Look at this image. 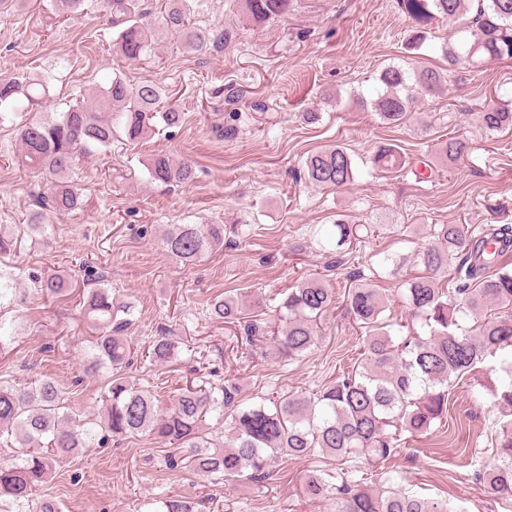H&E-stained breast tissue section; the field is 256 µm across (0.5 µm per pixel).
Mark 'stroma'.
I'll return each mask as SVG.
<instances>
[{"label":"stroma","mask_w":512,"mask_h":512,"mask_svg":"<svg viewBox=\"0 0 512 512\" xmlns=\"http://www.w3.org/2000/svg\"><path fill=\"white\" fill-rule=\"evenodd\" d=\"M197 26L223 41L195 53L162 35L151 53L131 61L112 50V27L99 7L62 20L51 0H17L0 12V74H42L49 80L47 112L97 94L118 75L137 84L152 80L172 94L181 125H157L137 143L111 147L81 161L74 178L79 208L65 216L41 210V175L19 165L18 125L30 110L0 126V225L28 222L42 211L44 236L19 233L10 259L17 275L13 303L0 318L13 334L0 354V379L34 387L46 377L67 392L70 414L98 418L110 372L86 373L93 329L80 301L90 272H98L113 298L133 306L128 334L138 348L127 375L167 409L198 366L237 379L244 401L274 391L315 392L335 380L363 352L364 333L347 315L350 275H371L381 251L404 256L398 274L378 279L388 301L386 317L404 333L419 331L401 298L403 278L423 273L417 254L435 224H512V131L489 133L479 113L512 98V60H496L450 86L442 98L415 103L405 124L384 125L370 102L391 64L443 66L441 47L460 22L436 18L416 59L402 43L410 27L396 0H295L287 15L257 25L238 0H201ZM320 113L307 124L300 115ZM453 112V124L440 115ZM430 132H423V124ZM471 140L464 161L442 162L449 134ZM395 143L409 167L371 169L380 143ZM349 149L356 178L349 188L323 189L305 180L303 159L329 145ZM159 153L191 161L183 184L151 181L147 166ZM344 217L373 226L362 241L334 254L320 252L314 232ZM173 224H226L236 232L222 249L185 265L163 246ZM55 270L73 284L55 297L34 288L29 273ZM315 275L336 293L319 322V339L292 362L268 353L265 343L245 354L225 343L232 325L214 319L210 304L224 295L258 293L273 298L297 279ZM166 329L187 336L194 353L171 363L143 357L151 336ZM492 361L450 388L448 418L424 436L405 437L386 470L402 474L419 495L449 501L458 512H512V496L474 482L479 462L492 460V440L505 419L493 396L499 383ZM166 447L149 435L108 440L59 463L35 494L58 501L63 512H152L154 500L182 496L214 500L231 512H337V500L310 501L300 488L307 475L333 467L323 453L280 458L261 483L213 486L201 475L167 469Z\"/></svg>","instance_id":"stroma-1"}]
</instances>
